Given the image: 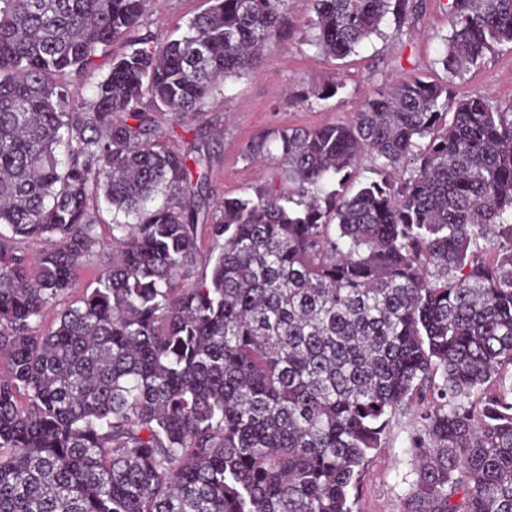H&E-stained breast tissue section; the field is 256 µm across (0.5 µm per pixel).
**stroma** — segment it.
Here are the masks:
<instances>
[{"mask_svg":"<svg viewBox=\"0 0 512 512\" xmlns=\"http://www.w3.org/2000/svg\"><path fill=\"white\" fill-rule=\"evenodd\" d=\"M425 3L422 15L403 35L390 32L372 38L356 54L333 60L304 39L302 28L313 14L312 0H288L289 36L284 47L271 53L267 67L227 78L203 111L164 123L162 143L180 149L193 143L211 155L209 201L251 191L278 171L274 159L244 156V146L255 134L349 120L365 96L406 72L444 79L438 49L450 33L451 0ZM207 6L208 0H154L144 28L160 37H178L185 22ZM334 78L344 81L343 93L327 100L311 97L313 88ZM453 90L460 96L487 93L502 106L512 107V44L488 53ZM410 423V417L397 418L389 446L379 449L366 465L359 512H401L414 470L407 448Z\"/></svg>","mask_w":512,"mask_h":512,"instance_id":"1","label":"stroma"}]
</instances>
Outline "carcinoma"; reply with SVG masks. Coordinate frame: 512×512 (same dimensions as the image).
<instances>
[{
	"instance_id": "cac0c4a2",
	"label": "carcinoma",
	"mask_w": 512,
	"mask_h": 512,
	"mask_svg": "<svg viewBox=\"0 0 512 512\" xmlns=\"http://www.w3.org/2000/svg\"><path fill=\"white\" fill-rule=\"evenodd\" d=\"M209 2L168 39L140 33L150 0H0V512H355L405 415L402 512H512V111L450 88L512 43V0H452L445 83L404 73L347 122L256 136L280 185L201 225L210 158L161 145L159 116L288 36V0ZM422 9L313 0L305 31L343 59ZM102 204L112 253L62 308Z\"/></svg>"
}]
</instances>
